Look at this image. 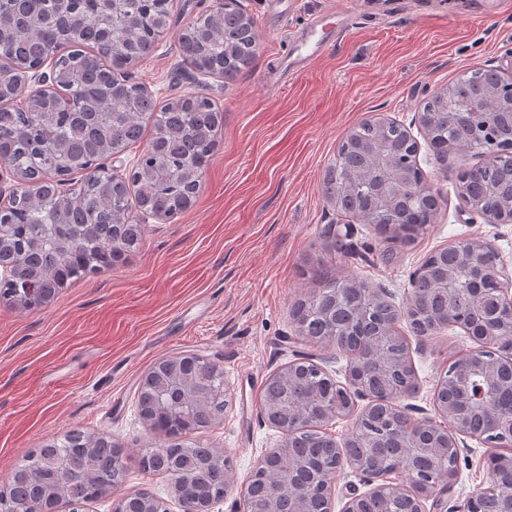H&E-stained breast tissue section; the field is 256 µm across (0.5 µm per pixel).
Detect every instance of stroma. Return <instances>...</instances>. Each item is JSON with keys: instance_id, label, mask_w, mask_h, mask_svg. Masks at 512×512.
<instances>
[{"instance_id": "1", "label": "stroma", "mask_w": 512, "mask_h": 512, "mask_svg": "<svg viewBox=\"0 0 512 512\" xmlns=\"http://www.w3.org/2000/svg\"><path fill=\"white\" fill-rule=\"evenodd\" d=\"M436 2L354 0V16L330 19L348 24L344 38L274 83L289 32H302L336 0H235L253 21L258 48L230 81L182 64L178 37L213 0H171L169 29L130 79L161 103L194 91L210 97L224 114L218 146L191 206L168 220L147 218L140 247L123 265L62 288L35 309L0 301V486L31 451L77 429L125 448L122 491L168 497V478L140 466L152 435L138 387L155 362L192 353L220 364L231 392L221 423L191 440L228 456L231 487L213 512H239L257 459L284 440L262 411L265 380L304 357L344 378L347 354L301 341L293 317L316 273L368 278L402 307L431 253L482 237L495 244L502 280L512 285V223L460 213L457 174L474 157L435 160L418 123L423 104L458 75L512 62V9L494 13L490 0H456V11L441 18ZM377 113L410 131L426 184L444 199L433 224L389 263L381 259L386 242L372 227L348 223L320 188L340 141ZM399 329L418 386L400 403L415 418L433 416L439 378L474 344L457 326L424 340L408 321ZM490 477L485 447L468 440L449 504Z\"/></svg>"}]
</instances>
